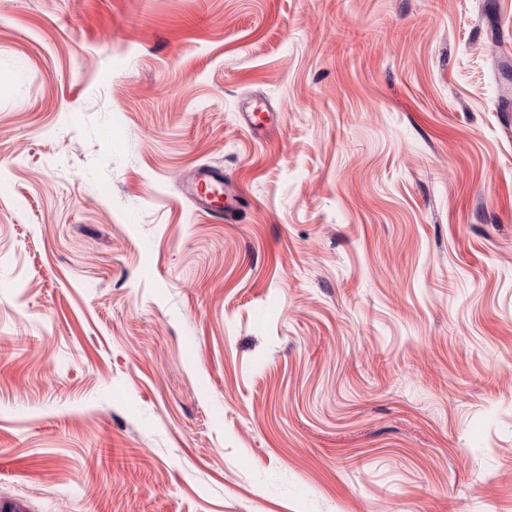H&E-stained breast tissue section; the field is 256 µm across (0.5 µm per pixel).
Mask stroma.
Instances as JSON below:
<instances>
[{
	"mask_svg": "<svg viewBox=\"0 0 512 512\" xmlns=\"http://www.w3.org/2000/svg\"><path fill=\"white\" fill-rule=\"evenodd\" d=\"M511 23L0 0V500L512 512ZM187 192L199 212L224 214L226 220H233L235 210L232 203L236 202L242 190L224 178L223 172L199 170L191 173ZM220 204L224 209H219Z\"/></svg>",
	"mask_w": 512,
	"mask_h": 512,
	"instance_id": "obj_1",
	"label": "stroma"
}]
</instances>
